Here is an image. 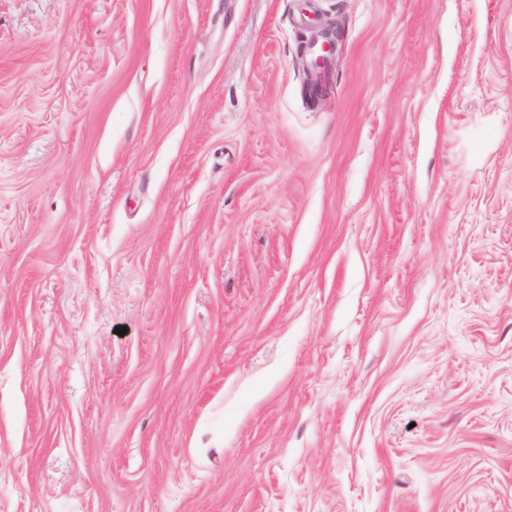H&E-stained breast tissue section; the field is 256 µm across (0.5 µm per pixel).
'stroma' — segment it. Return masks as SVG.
<instances>
[{
    "instance_id": "obj_1",
    "label": "stroma",
    "mask_w": 512,
    "mask_h": 512,
    "mask_svg": "<svg viewBox=\"0 0 512 512\" xmlns=\"http://www.w3.org/2000/svg\"><path fill=\"white\" fill-rule=\"evenodd\" d=\"M0 512H512V0H0ZM342 38L341 29L334 23H322L314 38L308 45L301 47L300 55L306 58L309 77L313 74L329 70L331 60L335 56L336 48ZM319 45L317 50L311 53V49Z\"/></svg>"
}]
</instances>
